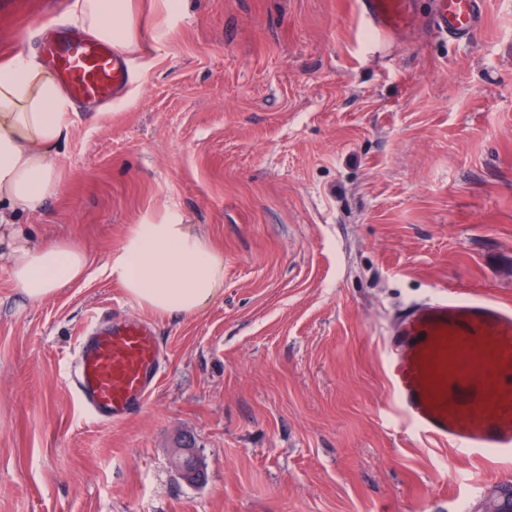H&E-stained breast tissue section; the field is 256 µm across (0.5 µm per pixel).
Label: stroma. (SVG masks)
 Returning <instances> with one entry per match:
<instances>
[{
  "label": "stroma",
  "instance_id": "obj_1",
  "mask_svg": "<svg viewBox=\"0 0 512 512\" xmlns=\"http://www.w3.org/2000/svg\"><path fill=\"white\" fill-rule=\"evenodd\" d=\"M71 0H0V61L38 56ZM357 0H133L132 79L75 110L58 195L15 216L88 279L38 304L0 265V512H472L512 464L395 419L378 341L443 288L512 300V0L455 42L414 0L376 39ZM175 215L224 256L195 316L103 268ZM154 323L147 405L96 425L68 378L89 311ZM189 440L205 472L174 465Z\"/></svg>",
  "mask_w": 512,
  "mask_h": 512
}]
</instances>
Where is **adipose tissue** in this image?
Masks as SVG:
<instances>
[{"label":"adipose tissue","mask_w":512,"mask_h":512,"mask_svg":"<svg viewBox=\"0 0 512 512\" xmlns=\"http://www.w3.org/2000/svg\"><path fill=\"white\" fill-rule=\"evenodd\" d=\"M72 17L120 52L136 44L131 0H75ZM72 121L70 103L35 59L0 64V263L13 288L40 303L85 279L89 255L68 241L33 242L9 216L32 212L59 191L54 151ZM138 306L160 315H196L224 291V256L191 225L172 217L136 224L104 266Z\"/></svg>","instance_id":"1"}]
</instances>
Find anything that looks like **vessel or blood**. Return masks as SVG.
I'll return each instance as SVG.
<instances>
[{
    "label": "vessel or blood",
    "instance_id": "b4317fda",
    "mask_svg": "<svg viewBox=\"0 0 512 512\" xmlns=\"http://www.w3.org/2000/svg\"><path fill=\"white\" fill-rule=\"evenodd\" d=\"M484 0H435L432 24L459 41L482 26ZM368 25L386 35L414 22L412 0H358ZM53 73L77 105H108L129 72L112 45L86 37L44 41ZM393 408L424 439L512 461V303L448 290L399 315L381 339ZM163 349L142 320L91 314L71 376L87 415L108 426L140 412L161 378Z\"/></svg>",
    "mask_w": 512,
    "mask_h": 512
}]
</instances>
